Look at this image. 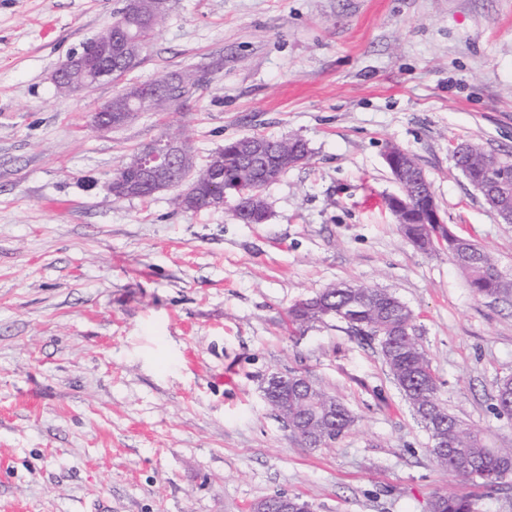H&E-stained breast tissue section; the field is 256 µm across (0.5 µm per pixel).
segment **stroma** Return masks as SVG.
<instances>
[{
	"mask_svg": "<svg viewBox=\"0 0 512 512\" xmlns=\"http://www.w3.org/2000/svg\"><path fill=\"white\" fill-rule=\"evenodd\" d=\"M126 0H0V512H248L285 493L315 512H429L488 489L435 463L376 341L287 312L332 284L384 288L413 311L439 395L512 441L495 386L512 374V296L475 295L384 201L387 146L416 157L453 233L512 276L501 223L453 158L512 154V0H170L122 80L57 94L56 71ZM185 105L103 133L124 86L184 69ZM186 134L197 166L246 135L297 136L308 165L266 186L269 217L184 212L174 190L116 198L134 149ZM273 372L309 376L356 418L328 448L266 407ZM431 512H477L475 502L466 494H437L431 502Z\"/></svg>",
	"mask_w": 512,
	"mask_h": 512,
	"instance_id": "stroma-1",
	"label": "stroma"
}]
</instances>
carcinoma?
Masks as SVG:
<instances>
[{
	"label": "carcinoma",
	"mask_w": 512,
	"mask_h": 512,
	"mask_svg": "<svg viewBox=\"0 0 512 512\" xmlns=\"http://www.w3.org/2000/svg\"><path fill=\"white\" fill-rule=\"evenodd\" d=\"M163 22L157 21L144 29L135 42L131 56L115 57L112 68L122 75L139 64L149 39ZM183 83L180 98L188 100L191 90L198 86L193 79L181 80V74L157 80V90L165 92L167 82ZM263 143L264 151L244 158L223 146L217 153L224 158V179L211 182L202 180L196 187L195 209L209 208V197L216 194L233 195L234 181L241 179L257 188L272 183L271 175L280 176L288 168L278 164L279 154L291 150L299 154L306 164L310 150L305 141L291 137L269 138L255 135ZM455 153L456 165L469 184L480 193L486 203L501 214L512 208V155L496 156L484 150L477 142L460 144ZM141 151H135L116 169L112 186L115 197L120 189L134 178L133 167L139 162ZM233 217L243 224H262L267 216L252 208L248 198H237ZM402 229L416 247L429 251L436 247L432 237V224H404ZM448 240V258L468 277L469 286L478 296H500L512 293V278L504 276L494 255L478 243L464 238L467 255ZM335 318L345 323L353 332L373 336L377 340L383 360L394 382L413 412L429 406L436 416L444 420L441 435L448 447L430 452L437 464L446 471L483 487L512 484V443L499 444L487 431L474 428L448 411L438 393L437 380L430 360L423 349L413 311L395 294L380 288H368L347 283H336L316 296L304 300L288 311V321L293 325H309ZM496 401L502 414H512V377L496 382ZM288 415L295 418V428L301 435L306 430L323 431L341 436L355 423V416L334 395L316 384L311 391L295 394L288 401ZM431 512H477L473 498L466 494H437L431 502Z\"/></svg>",
	"instance_id": "obj_1"
}]
</instances>
